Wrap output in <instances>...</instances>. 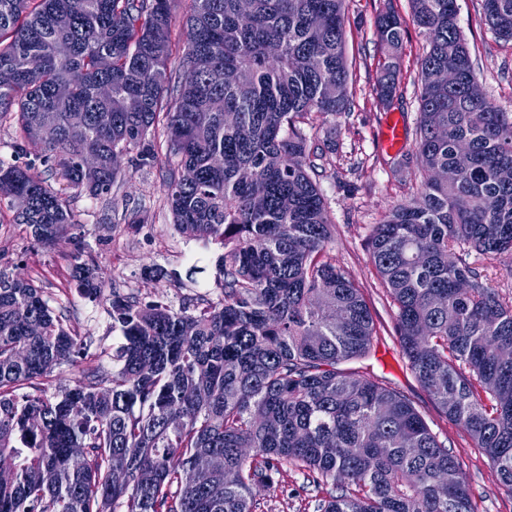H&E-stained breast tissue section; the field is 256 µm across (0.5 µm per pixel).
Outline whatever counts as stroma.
Listing matches in <instances>:
<instances>
[{
	"label": "stroma",
	"instance_id": "obj_1",
	"mask_svg": "<svg viewBox=\"0 0 512 512\" xmlns=\"http://www.w3.org/2000/svg\"><path fill=\"white\" fill-rule=\"evenodd\" d=\"M460 29L472 52L477 82L484 95L512 113V43L497 40L483 21L482 0H457ZM392 11L404 23L401 50L403 77L392 105L373 92L382 58L376 40V21ZM346 51L353 93L345 113L317 120L309 129L310 144L321 156L313 174L334 226L330 257L347 268L361 288L374 320L375 335L369 357L354 361L355 369L409 398L432 433L458 462L465 474L474 512H512V488L505 486L483 449L468 433L448 420L411 373L395 333L396 309L391 304L370 261L368 237L398 203L409 198L415 164L397 166L382 150L379 131L388 115L400 114L403 151L413 154L419 122L420 59L426 42L411 22L410 0H349L345 15ZM40 149L27 148L31 174L62 190L76 223L66 242L56 246L36 243L26 227L14 223L7 201H0V270L39 277L46 296L82 336L88 356L81 365L64 368L61 385H78L85 369L111 373L112 353L122 336L109 314L113 294L143 301L194 308L202 298L221 294L217 259L220 245L186 237L177 231L165 204V157L148 165L122 156L121 178L111 195L92 199L68 189L56 170L40 163ZM142 223H133L134 215ZM83 242L90 260L106 279L100 300L85 298L70 278L71 241ZM200 255L204 271L195 281L185 273L189 255ZM327 496L305 473L291 469L281 484L258 490L254 512H317Z\"/></svg>",
	"mask_w": 512,
	"mask_h": 512
}]
</instances>
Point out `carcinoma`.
Segmentation results:
<instances>
[{"label": "carcinoma", "mask_w": 512, "mask_h": 512, "mask_svg": "<svg viewBox=\"0 0 512 512\" xmlns=\"http://www.w3.org/2000/svg\"><path fill=\"white\" fill-rule=\"evenodd\" d=\"M346 5L250 0L244 21L240 0H189L181 50L174 0H0V68L15 73L0 124L16 127L0 197L14 223L42 244L74 223L61 191L14 162L33 138L93 199L120 178L113 155L147 165L162 152L175 226L224 249L221 296L199 311L112 295L115 371L51 394L86 343L36 280L0 271V512H252L254 488L289 466L336 490L320 512H473L413 403L338 368L370 353L374 323L328 256L333 224L301 124L350 106ZM411 8L426 41L418 186L373 225L370 258L410 371L512 488V294L471 261L506 256L512 274V113L478 86L457 0ZM483 16L512 42V0H483ZM402 32L397 14L379 16L374 92L388 103ZM72 258L77 287L100 298L104 277L77 244Z\"/></svg>", "instance_id": "1"}]
</instances>
